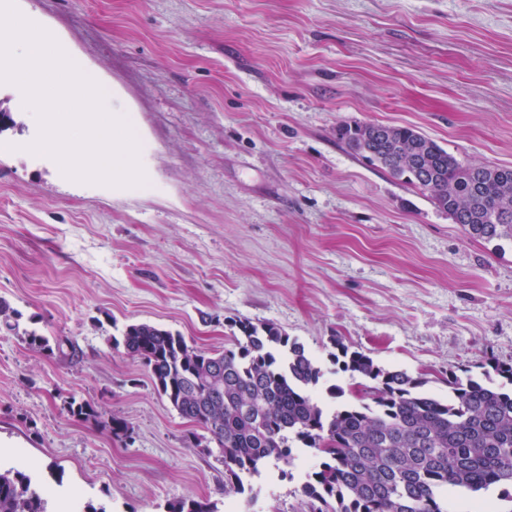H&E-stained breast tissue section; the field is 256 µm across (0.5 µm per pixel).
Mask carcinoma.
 <instances>
[{
  "label": "carcinoma",
  "mask_w": 512,
  "mask_h": 512,
  "mask_svg": "<svg viewBox=\"0 0 512 512\" xmlns=\"http://www.w3.org/2000/svg\"><path fill=\"white\" fill-rule=\"evenodd\" d=\"M336 137L392 177L418 187L473 238L512 241V167L463 164L413 127L342 123ZM20 313L0 298V326L19 331ZM222 353L184 336L129 324L115 346L143 361L155 390L203 427L224 462V488L293 448L322 461L306 475L312 512H448L449 495L502 489L512 501V365L448 376V399L426 380L377 365L338 344L334 362L368 381L357 401L328 409L322 371L304 346L272 323L235 324ZM47 494L19 471L0 470V512H49ZM167 512H216L206 500H178Z\"/></svg>",
  "instance_id": "cac0c4a2"
}]
</instances>
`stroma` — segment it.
Segmentation results:
<instances>
[{"mask_svg":"<svg viewBox=\"0 0 512 512\" xmlns=\"http://www.w3.org/2000/svg\"><path fill=\"white\" fill-rule=\"evenodd\" d=\"M136 119L145 189L78 183L27 150L0 84V466L51 512H309L312 448L224 491L209 434L115 347L132 323L223 351L235 321L301 342L355 398L344 344L447 398L449 372L512 364V243L471 238L346 151L341 123L411 126L462 163L512 166V0H16ZM69 340L75 358L23 333ZM96 419L80 420L71 399ZM124 419L129 435L110 430Z\"/></svg>","mask_w":512,"mask_h":512,"instance_id":"obj_1","label":"stroma"}]
</instances>
